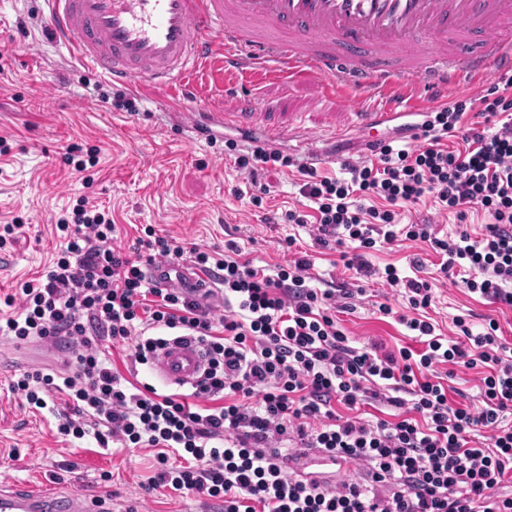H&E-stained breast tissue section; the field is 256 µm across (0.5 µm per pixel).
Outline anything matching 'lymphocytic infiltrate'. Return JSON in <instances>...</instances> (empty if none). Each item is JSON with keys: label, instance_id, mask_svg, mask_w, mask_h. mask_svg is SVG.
<instances>
[{"label": "lymphocytic infiltrate", "instance_id": "lymphocytic-infiltrate-1", "mask_svg": "<svg viewBox=\"0 0 512 512\" xmlns=\"http://www.w3.org/2000/svg\"><path fill=\"white\" fill-rule=\"evenodd\" d=\"M471 107L485 126L465 124ZM427 127L435 135L419 149L376 142L375 162L303 183L317 241L341 246L345 266L360 274L369 273L366 253L376 244L430 243L446 257V278L465 271L460 280L470 293L512 307V92L477 95L436 112ZM456 131L461 147L444 146L440 134ZM429 197L461 218L466 207H480L490 218L485 234L441 239L427 223L397 226V208ZM55 227L60 245L51 265L0 300V336L49 338L75 356L74 373L27 371L12 384L30 408L57 416L60 434L91 435L102 448L114 438L156 449L149 489L220 498L224 512H512V494L503 491L512 483V427L500 425L512 410V344L498 336L496 321L476 334L458 320L455 341L406 317L423 349L383 353L350 345L336 325V291L309 286L307 257L259 269L235 246L188 249L149 227L125 253L112 244L111 218L83 199ZM187 258L223 286L227 315L149 280L153 263ZM169 330L204 345V377L186 393L147 383L129 391L103 342H132V363L144 365ZM448 364L487 368L481 409L449 403L435 379ZM57 394L67 410L54 405ZM381 397L398 408L395 420L356 416L357 406ZM294 438L363 462L367 484L331 487L290 473L292 456L280 444ZM173 454L184 466H169Z\"/></svg>", "mask_w": 512, "mask_h": 512}]
</instances>
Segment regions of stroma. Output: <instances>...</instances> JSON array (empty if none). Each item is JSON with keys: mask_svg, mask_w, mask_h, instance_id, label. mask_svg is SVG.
I'll return each mask as SVG.
<instances>
[{"mask_svg": "<svg viewBox=\"0 0 512 512\" xmlns=\"http://www.w3.org/2000/svg\"><path fill=\"white\" fill-rule=\"evenodd\" d=\"M313 77L257 80L229 79L216 85L212 71H199L173 100L146 86L132 90L103 80L87 63L56 45L46 26L43 0H0V226L19 220L30 230L0 250V295L14 292L40 276L59 242L54 219L79 198L105 208L121 235V248L132 247L140 228L149 226L202 249L224 250L234 244L241 259L271 268L288 263L280 241L292 237L307 253L318 288L352 289L348 311L336 319L351 345L377 344L395 353L417 341L399 321L407 302L380 279L359 281L346 269L336 247L316 244L314 224H292L281 213L298 205L307 164L318 175L338 176L343 162L369 160V136L342 96L317 92ZM254 112L268 126L294 124L312 141L311 150L297 142L281 147L293 159L288 168L251 178L235 164L226 144L239 140L234 129L211 137L187 125L185 111ZM344 136H337V128ZM71 147L96 154L98 163L75 171L67 156ZM262 195L261 205L250 199ZM427 220L437 237L466 229L478 237L488 222L477 208L465 218L440 210L433 200L401 209V224ZM424 262L415 271L413 258ZM376 268L395 266L404 276H422L435 300L427 311L437 333L455 338L457 319L480 332L495 319L499 336L512 344V308L469 293L446 281L441 257L424 243L378 246L369 251ZM390 314H382L380 305ZM69 354L51 341L15 342L0 337V490L20 491L51 486L61 494L78 493L92 512H224L222 500H202L160 487L146 491L155 473L150 448H101L94 437L75 445L60 437L56 419L29 408L11 383L34 369L46 374L67 370ZM481 369L453 367L442 382L451 402L480 408Z\"/></svg>", "mask_w": 512, "mask_h": 512, "instance_id": "obj_1", "label": "stroma"}]
</instances>
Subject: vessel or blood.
<instances>
[{"instance_id": "vessel-or-blood-1", "label": "vessel or blood", "mask_w": 512, "mask_h": 512, "mask_svg": "<svg viewBox=\"0 0 512 512\" xmlns=\"http://www.w3.org/2000/svg\"><path fill=\"white\" fill-rule=\"evenodd\" d=\"M54 40L125 87L183 88L197 70L252 75L270 67L310 74L348 92L362 130L448 103L498 74H512V0H44ZM210 123L259 129L265 142L293 140L256 113L208 112ZM160 286L200 294L195 268H150ZM162 382L182 387L208 368L202 343L169 339L153 353ZM85 512L76 496L0 493V512Z\"/></svg>"}]
</instances>
